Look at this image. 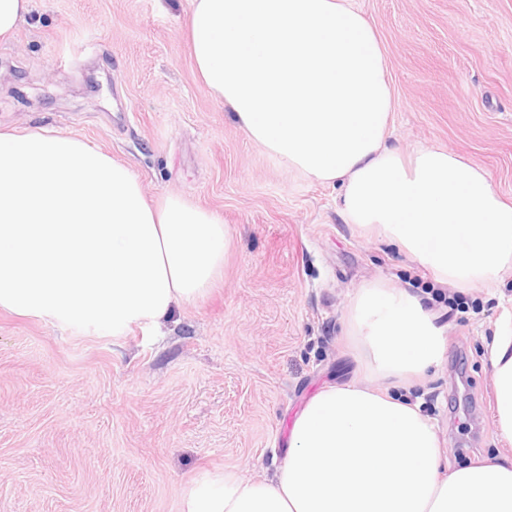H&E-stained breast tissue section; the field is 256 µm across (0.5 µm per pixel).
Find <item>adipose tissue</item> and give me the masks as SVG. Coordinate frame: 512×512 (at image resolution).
<instances>
[{"mask_svg":"<svg viewBox=\"0 0 512 512\" xmlns=\"http://www.w3.org/2000/svg\"><path fill=\"white\" fill-rule=\"evenodd\" d=\"M200 80L243 133L312 182L337 184L345 223L376 230L438 282L512 268V204L460 155L385 142L396 100L376 28L355 0H189ZM217 213L148 203L125 165L87 141L0 130V310L120 336L204 300L224 271ZM346 328L368 373L424 377L442 330L421 297L374 281ZM498 429L512 439V315L490 346ZM184 512H512V460L448 465L416 405L351 383L314 396L267 481L200 483Z\"/></svg>","mask_w":512,"mask_h":512,"instance_id":"adipose-tissue-1","label":"adipose tissue"}]
</instances>
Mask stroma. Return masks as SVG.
I'll use <instances>...</instances> for the list:
<instances>
[{
	"label": "stroma",
	"instance_id": "obj_1",
	"mask_svg": "<svg viewBox=\"0 0 512 512\" xmlns=\"http://www.w3.org/2000/svg\"><path fill=\"white\" fill-rule=\"evenodd\" d=\"M377 29L397 108L387 141L441 147L512 201V0H357ZM188 0H33L0 43V127H47L125 164L231 231L211 294L158 331H62L0 312V512H182L196 481H261L274 444L325 388L418 404L450 464L512 458L486 343L512 313V270L457 289L400 247L344 223L339 189L289 170L197 79ZM418 294L444 330L430 379L365 380L345 334L366 283Z\"/></svg>",
	"mask_w": 512,
	"mask_h": 512
}]
</instances>
